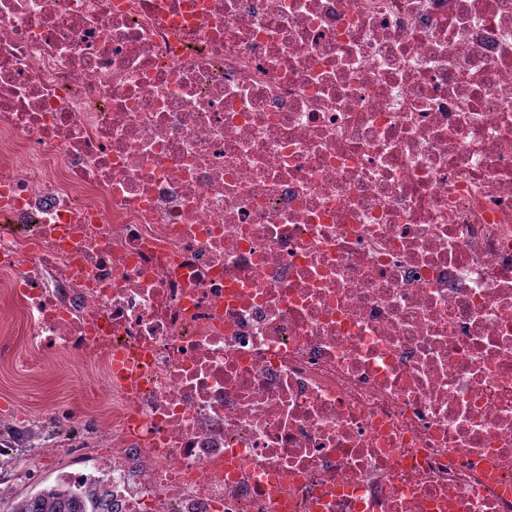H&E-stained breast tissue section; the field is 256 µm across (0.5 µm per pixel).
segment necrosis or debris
I'll return each mask as SVG.
<instances>
[{
	"instance_id": "necrosis-or-debris-1",
	"label": "necrosis or debris",
	"mask_w": 512,
	"mask_h": 512,
	"mask_svg": "<svg viewBox=\"0 0 512 512\" xmlns=\"http://www.w3.org/2000/svg\"><path fill=\"white\" fill-rule=\"evenodd\" d=\"M0 271L113 512H512V0H0Z\"/></svg>"
}]
</instances>
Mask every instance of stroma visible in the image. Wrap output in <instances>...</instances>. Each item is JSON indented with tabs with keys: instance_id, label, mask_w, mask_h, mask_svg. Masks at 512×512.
<instances>
[{
	"instance_id": "stroma-1",
	"label": "stroma",
	"mask_w": 512,
	"mask_h": 512,
	"mask_svg": "<svg viewBox=\"0 0 512 512\" xmlns=\"http://www.w3.org/2000/svg\"><path fill=\"white\" fill-rule=\"evenodd\" d=\"M29 320L22 298L0 273V412L11 409L27 414L30 421L50 429L54 406L95 415L107 406L106 398L91 384L101 377L97 364L76 355L48 357L30 349ZM64 457L41 458L25 453L15 458L16 467L35 469L33 478L18 477L14 494L0 500V512H11L16 500L58 485Z\"/></svg>"
}]
</instances>
